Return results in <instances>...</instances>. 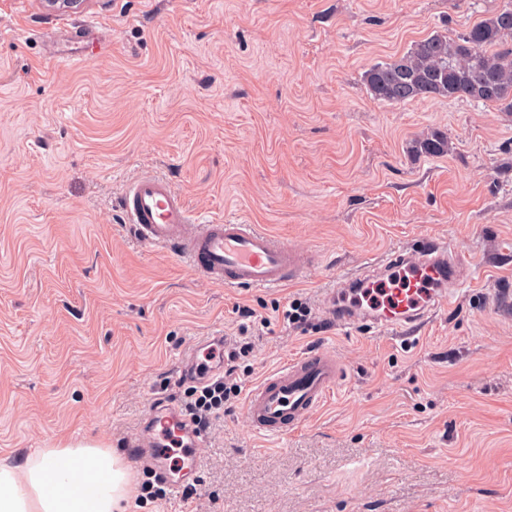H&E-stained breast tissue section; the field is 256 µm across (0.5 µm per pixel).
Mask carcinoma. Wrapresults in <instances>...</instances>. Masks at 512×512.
I'll return each mask as SVG.
<instances>
[{
  "label": "carcinoma",
  "mask_w": 512,
  "mask_h": 512,
  "mask_svg": "<svg viewBox=\"0 0 512 512\" xmlns=\"http://www.w3.org/2000/svg\"><path fill=\"white\" fill-rule=\"evenodd\" d=\"M364 83L373 99L388 103L467 97L512 112V4L454 38L435 33L403 55L372 65ZM446 149L447 138L439 132L411 145L415 154Z\"/></svg>",
  "instance_id": "carcinoma-1"
}]
</instances>
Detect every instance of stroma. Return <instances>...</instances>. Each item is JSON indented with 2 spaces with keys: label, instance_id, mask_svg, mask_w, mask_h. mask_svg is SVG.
<instances>
[{
  "label": "stroma",
  "instance_id": "35a3bbf8",
  "mask_svg": "<svg viewBox=\"0 0 512 512\" xmlns=\"http://www.w3.org/2000/svg\"><path fill=\"white\" fill-rule=\"evenodd\" d=\"M504 0H0V456L125 450L153 401L181 406L187 352L232 342L244 387L312 349L346 369L282 440L243 402L213 420L192 499L134 512H512V112L374 100V63L456 36ZM78 52L74 68L63 57ZM439 132L448 150L412 156ZM154 170L211 217L307 253L301 283L239 291L145 247L113 205ZM428 238L475 271L414 337L343 329L336 277ZM299 301L307 322L277 320Z\"/></svg>",
  "mask_w": 512,
  "mask_h": 512
}]
</instances>
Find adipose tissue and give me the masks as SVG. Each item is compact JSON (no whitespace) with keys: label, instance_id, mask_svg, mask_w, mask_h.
<instances>
[{"label":"adipose tissue","instance_id":"obj_1","mask_svg":"<svg viewBox=\"0 0 512 512\" xmlns=\"http://www.w3.org/2000/svg\"><path fill=\"white\" fill-rule=\"evenodd\" d=\"M132 485L117 450L90 442L0 457V512H130Z\"/></svg>","mask_w":512,"mask_h":512}]
</instances>
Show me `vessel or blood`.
I'll return each instance as SVG.
<instances>
[{"mask_svg":"<svg viewBox=\"0 0 512 512\" xmlns=\"http://www.w3.org/2000/svg\"><path fill=\"white\" fill-rule=\"evenodd\" d=\"M120 207L141 243L186 258L196 272L227 288L278 291L301 279L308 265L306 256L258 225L239 217L201 218L162 175L131 180L120 194ZM473 280L471 265L450 248L423 241L338 278L329 292V313L340 326L360 324L405 334ZM186 363L215 375L224 368V352L207 341L191 349ZM345 374L344 366L324 349L290 360L250 389L245 414L251 429L269 438L286 437L309 420ZM177 418L175 407L155 405L146 432L127 443L131 462L164 478L178 469L180 478L171 484L175 490L197 471L202 442L191 429L176 428Z\"/></svg>","mask_w":512,"mask_h":512,"instance_id":"1","label":"vessel or blood"}]
</instances>
